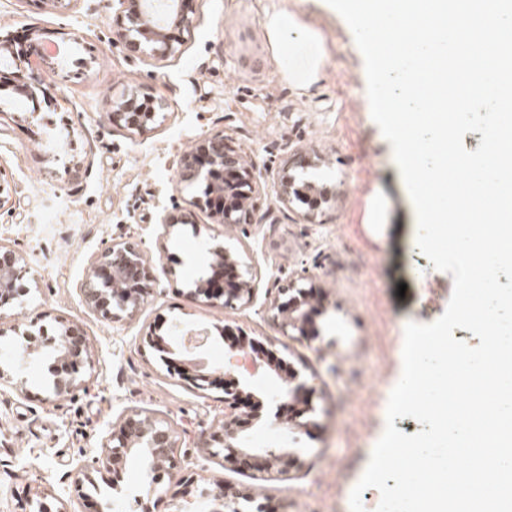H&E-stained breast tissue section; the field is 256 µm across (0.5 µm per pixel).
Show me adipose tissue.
I'll return each instance as SVG.
<instances>
[{
  "label": "adipose tissue",
  "instance_id": "ef3b65f1",
  "mask_svg": "<svg viewBox=\"0 0 512 512\" xmlns=\"http://www.w3.org/2000/svg\"><path fill=\"white\" fill-rule=\"evenodd\" d=\"M293 13L279 12L271 18V30L274 35L288 34V41L280 45V66L286 69L290 78L303 85L317 80L322 57L319 40L310 34L290 37V30L296 29Z\"/></svg>",
  "mask_w": 512,
  "mask_h": 512
}]
</instances>
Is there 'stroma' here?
<instances>
[{"label":"stroma","mask_w":512,"mask_h":512,"mask_svg":"<svg viewBox=\"0 0 512 512\" xmlns=\"http://www.w3.org/2000/svg\"><path fill=\"white\" fill-rule=\"evenodd\" d=\"M283 9L323 42L307 87L277 65L267 22ZM186 10L190 30L159 59L113 41L112 0H0V33L62 49L53 62L30 59L32 90L44 98L36 111L0 95V179L12 198L0 209V245L20 255L29 288L0 319V512H28L35 497L52 512H84L70 484L131 409L172 427L197 478L188 498L169 477L152 494L141 462L127 459L117 482L86 486L98 512L116 499L124 512H207L199 493L217 481L240 494L241 512H350L402 373L405 326L437 320L452 295V275L417 248L416 210L371 116L364 58L344 19L326 0H187ZM151 90L165 107L144 132L109 120L122 96ZM212 134L261 173L253 223L225 226L198 210L162 231L163 214L201 195L179 185L178 167ZM287 177L314 185L312 204L278 200ZM118 242L139 246L158 286L134 315L107 319L81 288L91 261ZM215 245L252 265L259 289L306 285L302 331L283 334L256 305L193 301L188 291ZM62 320L83 333L90 364L59 397L51 360L21 353L30 327L52 332ZM175 324L209 329L214 377L225 375L231 339L244 336L304 383L313 409L288 432L298 463L286 478L256 479L209 456L223 389L194 388L169 354L143 343Z\"/></svg>","instance_id":"1"}]
</instances>
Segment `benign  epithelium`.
Returning <instances> with one entry per match:
<instances>
[{
    "mask_svg": "<svg viewBox=\"0 0 512 512\" xmlns=\"http://www.w3.org/2000/svg\"><path fill=\"white\" fill-rule=\"evenodd\" d=\"M114 2L120 10L116 34L132 52H144L141 42L135 38L139 34L147 36L150 55L167 57L175 52L169 29H186L190 25L183 8L185 0ZM141 116L133 95L118 102V111L112 113V120H125L129 129L139 131L145 128V124L140 122ZM179 176L183 183L202 182L208 187V195L193 198L192 204L199 209L210 210L218 223H252L249 199L258 186L260 175L246 167L239 153L225 145L223 135L214 134L200 140L195 150L181 158ZM21 277L20 257L13 249L1 245L0 308L26 294L27 288H16ZM238 278V284L233 288H219L214 278H202L195 282L189 295L196 301L209 305L219 303L225 308L247 304L255 295L250 268H245ZM156 287V275L143 260L141 251L120 242L113 244L90 264L84 298L91 308L111 319L119 317L122 312L128 315L136 312ZM281 293L289 295L288 302L275 298L270 302V310L286 334L290 330L301 329L304 317L301 306L309 295L306 289L293 284L281 289ZM205 340L206 336L192 328L178 331L175 337L176 344L187 352L200 348ZM48 345L60 352L59 360L67 366V371L55 380L56 395H65L74 388L80 374L82 354L86 350L85 339L77 328L65 325L59 336L51 339ZM264 362V354L255 352L252 367L236 377L234 386L224 388V423L210 435L209 455L221 458L226 468L248 465L260 474L285 475L295 460L294 453L284 446L261 448L250 438L254 420L262 421L269 428L280 427L283 421L279 411L270 409L263 419L255 413L247 417L239 412V403L251 395L253 378ZM130 456L139 457L147 474L151 475L152 491L157 490L161 474L171 475L180 467L177 440L171 426L137 410L127 412L118 427L112 429L98 462L110 472ZM211 502V512H239L238 496L221 482L214 483Z\"/></svg>",
    "mask_w": 512,
    "mask_h": 512,
    "instance_id": "7a95c632",
    "label": "benign epithelium"
}]
</instances>
